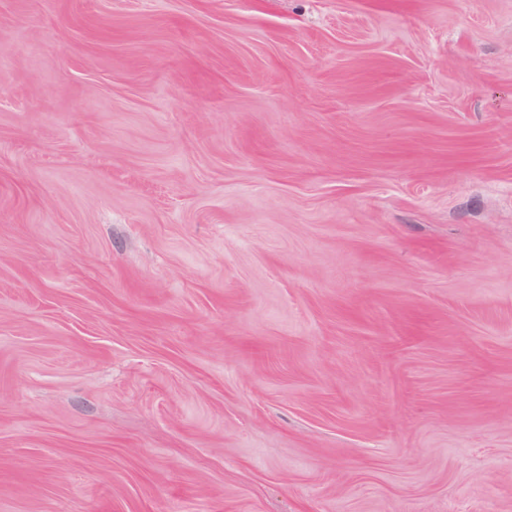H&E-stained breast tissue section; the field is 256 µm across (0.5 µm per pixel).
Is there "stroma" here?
Instances as JSON below:
<instances>
[{
	"instance_id": "35a3bbf8",
	"label": "stroma",
	"mask_w": 512,
	"mask_h": 512,
	"mask_svg": "<svg viewBox=\"0 0 512 512\" xmlns=\"http://www.w3.org/2000/svg\"><path fill=\"white\" fill-rule=\"evenodd\" d=\"M0 512H512V0H0Z\"/></svg>"
}]
</instances>
